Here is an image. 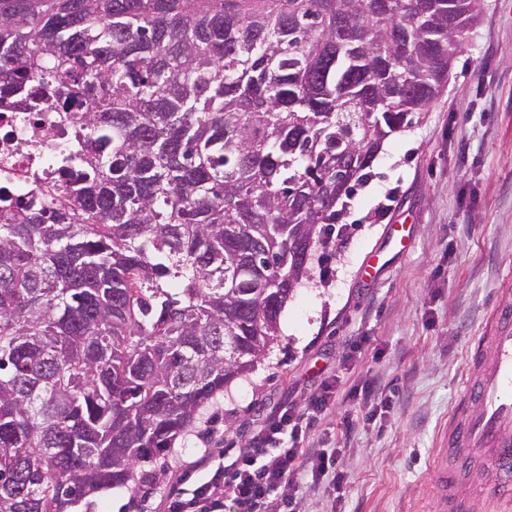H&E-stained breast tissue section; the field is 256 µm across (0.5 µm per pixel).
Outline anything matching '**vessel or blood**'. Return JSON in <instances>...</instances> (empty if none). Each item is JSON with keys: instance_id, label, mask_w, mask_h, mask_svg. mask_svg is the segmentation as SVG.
Here are the masks:
<instances>
[{"instance_id": "vessel-or-blood-1", "label": "vessel or blood", "mask_w": 512, "mask_h": 512, "mask_svg": "<svg viewBox=\"0 0 512 512\" xmlns=\"http://www.w3.org/2000/svg\"><path fill=\"white\" fill-rule=\"evenodd\" d=\"M456 405L444 433L445 454L431 464L441 512H471L458 489L460 472L449 457L475 463L471 477L498 512H512V307L494 306L478 337Z\"/></svg>"}]
</instances>
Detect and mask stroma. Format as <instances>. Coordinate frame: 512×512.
<instances>
[{"mask_svg":"<svg viewBox=\"0 0 512 512\" xmlns=\"http://www.w3.org/2000/svg\"><path fill=\"white\" fill-rule=\"evenodd\" d=\"M343 221L345 246L289 300L266 355L163 456L139 464L161 477L151 496L114 487L71 512H162L172 483L199 480L204 451L237 453L271 408L304 403L333 375L336 405L310 441L338 449L345 480L337 491L304 485L301 512L336 502L343 512H437L429 463L460 398L470 342L512 284V0H484L447 90L384 143ZM367 382L391 406L344 439L347 394Z\"/></svg>","mask_w":512,"mask_h":512,"instance_id":"35a3bbf8","label":"stroma"}]
</instances>
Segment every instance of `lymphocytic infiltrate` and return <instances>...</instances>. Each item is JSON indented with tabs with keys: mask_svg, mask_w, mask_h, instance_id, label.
Returning a JSON list of instances; mask_svg holds the SVG:
<instances>
[{
	"mask_svg": "<svg viewBox=\"0 0 512 512\" xmlns=\"http://www.w3.org/2000/svg\"><path fill=\"white\" fill-rule=\"evenodd\" d=\"M336 398L335 384L322 382L305 404L273 409L237 454L201 456L196 466L203 478L170 492L164 512H224L228 504L233 512H296L301 480L341 485L335 451L305 450L311 421L326 414Z\"/></svg>",
	"mask_w": 512,
	"mask_h": 512,
	"instance_id": "1",
	"label": "lymphocytic infiltrate"
}]
</instances>
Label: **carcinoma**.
<instances>
[{
  "mask_svg": "<svg viewBox=\"0 0 512 512\" xmlns=\"http://www.w3.org/2000/svg\"><path fill=\"white\" fill-rule=\"evenodd\" d=\"M481 0H0V110L82 167L0 216V512L140 481L255 367Z\"/></svg>",
  "mask_w": 512,
  "mask_h": 512,
  "instance_id": "obj_1",
  "label": "carcinoma"
}]
</instances>
